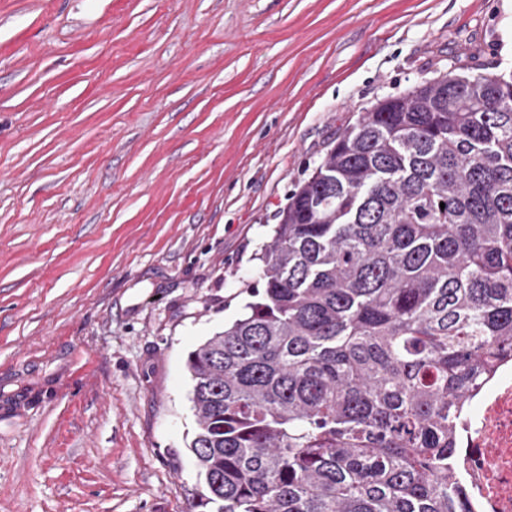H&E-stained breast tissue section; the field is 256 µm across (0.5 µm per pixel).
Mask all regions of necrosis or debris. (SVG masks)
<instances>
[{
  "mask_svg": "<svg viewBox=\"0 0 512 512\" xmlns=\"http://www.w3.org/2000/svg\"><path fill=\"white\" fill-rule=\"evenodd\" d=\"M457 471L471 491L472 512H512V361L478 388L459 422Z\"/></svg>",
  "mask_w": 512,
  "mask_h": 512,
  "instance_id": "1",
  "label": "necrosis or debris"
}]
</instances>
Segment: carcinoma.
<instances>
[{"instance_id":"carcinoma-1","label":"carcinoma","mask_w":512,"mask_h":512,"mask_svg":"<svg viewBox=\"0 0 512 512\" xmlns=\"http://www.w3.org/2000/svg\"><path fill=\"white\" fill-rule=\"evenodd\" d=\"M255 260L246 313L187 358L199 505L470 512L456 423L512 360V79L378 100Z\"/></svg>"}]
</instances>
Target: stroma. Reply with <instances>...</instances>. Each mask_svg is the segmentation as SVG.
<instances>
[{"label": "stroma", "mask_w": 512, "mask_h": 512, "mask_svg": "<svg viewBox=\"0 0 512 512\" xmlns=\"http://www.w3.org/2000/svg\"><path fill=\"white\" fill-rule=\"evenodd\" d=\"M512 72V0H0V512H210L190 351L377 100Z\"/></svg>", "instance_id": "35a3bbf8"}]
</instances>
